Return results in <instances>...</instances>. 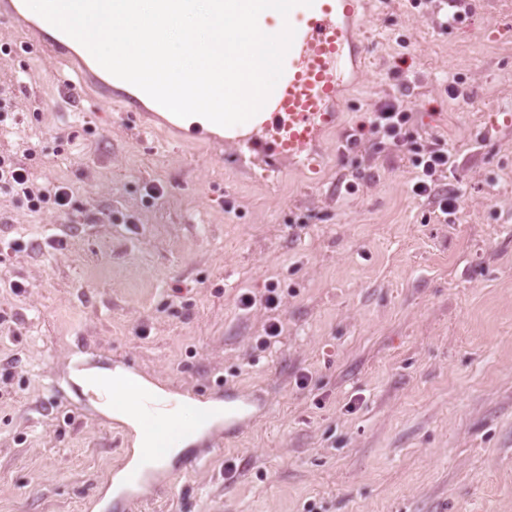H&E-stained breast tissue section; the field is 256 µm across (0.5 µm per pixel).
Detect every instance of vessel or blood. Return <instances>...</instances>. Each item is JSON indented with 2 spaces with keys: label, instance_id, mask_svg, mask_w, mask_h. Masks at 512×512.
Instances as JSON below:
<instances>
[{
  "label": "vessel or blood",
  "instance_id": "vessel-or-blood-1",
  "mask_svg": "<svg viewBox=\"0 0 512 512\" xmlns=\"http://www.w3.org/2000/svg\"><path fill=\"white\" fill-rule=\"evenodd\" d=\"M359 7V0H314L304 12H290L288 21L296 30L295 38L284 59L283 74L263 107L268 115V138L263 142L250 137L235 139L238 156L264 145L270 161L285 157L303 165L309 162L317 143L335 130L340 96L353 85L368 60ZM0 21L74 72L79 83L72 86L73 94L93 92L98 103L119 106L142 128L184 130L222 147V126L193 123L182 127L178 117L103 69L86 48L30 10L25 0H0ZM128 394L126 411L147 422L144 435L152 445L139 449L137 460L123 464L122 487L116 495L121 504L153 499L171 473L200 468L208 454L224 441L239 437L268 409L262 395L239 391L220 381L209 392L182 401L157 394L144 384H131ZM200 424L205 425L207 434L195 443L193 452L171 464L161 463V449L181 447Z\"/></svg>",
  "mask_w": 512,
  "mask_h": 512
}]
</instances>
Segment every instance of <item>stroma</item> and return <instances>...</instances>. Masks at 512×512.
Returning a JSON list of instances; mask_svg holds the SVG:
<instances>
[{"label":"stroma","instance_id":"1","mask_svg":"<svg viewBox=\"0 0 512 512\" xmlns=\"http://www.w3.org/2000/svg\"><path fill=\"white\" fill-rule=\"evenodd\" d=\"M367 2L370 62L318 171L275 176L71 96L0 25V155L71 191L63 214L0 192V512H116L133 435L73 376L127 364L269 402L130 512H512V0L448 29V0ZM388 92L448 142V222L406 148L375 146Z\"/></svg>","mask_w":512,"mask_h":512}]
</instances>
